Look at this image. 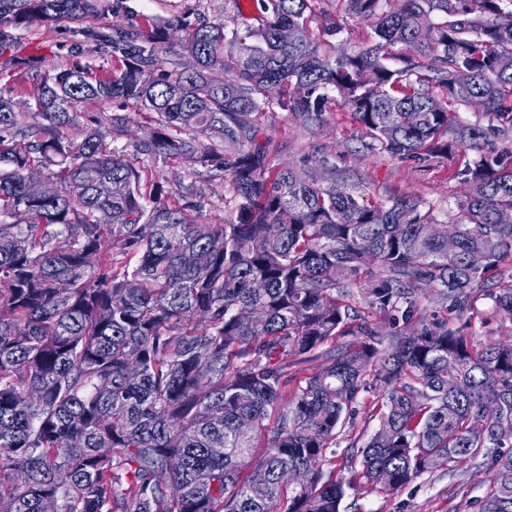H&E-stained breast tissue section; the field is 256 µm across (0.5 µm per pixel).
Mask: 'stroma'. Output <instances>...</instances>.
<instances>
[{"instance_id":"1","label":"stroma","mask_w":512,"mask_h":512,"mask_svg":"<svg viewBox=\"0 0 512 512\" xmlns=\"http://www.w3.org/2000/svg\"><path fill=\"white\" fill-rule=\"evenodd\" d=\"M313 12L309 34L322 55L333 57L370 39V28L345 15L339 0H315ZM147 17L166 29L162 62L176 61L187 67L191 61L182 57L180 50L185 35L183 23L220 22L230 30L236 25L237 13L225 10L224 0H109V9L96 26L107 31L113 24L138 25ZM15 35L12 54L31 58L32 63L21 69L0 70V94L10 97L19 112L29 109L27 87L44 76L76 63L106 71L122 66L109 48L73 35L60 24L36 23L17 29ZM74 110L79 122L68 127V136L80 137L83 125L97 120L110 148L140 172L145 196L161 192L165 202L183 209L187 219L198 224L235 220L239 199L227 171L205 167L188 158L165 160L138 151L135 138L149 139L157 124L154 115L140 110L134 101L86 100L75 104ZM255 123L257 140L266 145L275 164L312 169L324 187L336 184L347 189L364 188L382 200L418 197L442 223L455 215L456 203L465 191L456 176L460 160L401 159L386 152L364 151L360 126L341 107L327 112L324 124L315 129L302 127L288 112L276 107L258 115ZM321 156L327 157L328 167L316 165V158ZM418 305L424 319L446 321L449 329L464 330L466 335L481 340L512 334V326L500 321L492 300L486 296L480 297L474 310L462 317L449 311L435 288L421 295ZM372 405V394H362L353 427L343 432L336 447L326 451L325 472L337 478L344 476L342 462L350 451V442L378 429L379 421L371 415ZM488 489L486 460L480 457L454 468L445 464L436 467L393 495L373 490L349 492L342 512H479Z\"/></svg>"}]
</instances>
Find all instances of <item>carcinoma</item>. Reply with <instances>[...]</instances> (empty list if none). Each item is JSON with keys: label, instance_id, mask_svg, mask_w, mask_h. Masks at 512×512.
<instances>
[{"label": "carcinoma", "instance_id": "obj_1", "mask_svg": "<svg viewBox=\"0 0 512 512\" xmlns=\"http://www.w3.org/2000/svg\"><path fill=\"white\" fill-rule=\"evenodd\" d=\"M504 0H345L375 44L322 58L307 33L311 0H260L261 27L188 29L192 68L162 69L164 28L80 31L112 45L120 73L79 64L33 85L23 123L0 95V512H340L349 490L393 495L434 469L512 445V335L473 343L418 316L441 288L471 310L486 270L512 258V162L483 151L485 130L456 122L479 102L512 134V25ZM105 0H0L4 26L83 23ZM448 21L435 24L436 15ZM302 38L285 45L283 26ZM411 52L391 69L381 55ZM215 69L233 74L216 81ZM333 89L362 127V148L399 158L480 155L456 176L467 187L450 223L429 230L418 197L336 194L306 169L279 168L256 141L254 116L273 106L313 128ZM133 100L160 117L144 151L230 170L236 220L193 224L105 143L61 128L74 103ZM191 127L184 139L171 129ZM455 140H448V133ZM242 149L230 163L224 146ZM49 182L37 180L41 170ZM136 264L118 262L116 254ZM373 263L377 271L358 277ZM410 331L385 338L352 324L347 287ZM512 324V276L489 293ZM361 337L351 347L325 345ZM322 363L291 387L290 359ZM377 390L379 428L348 476H325L352 404ZM480 512H512V451L489 465Z\"/></svg>", "mask_w": 512, "mask_h": 512}]
</instances>
